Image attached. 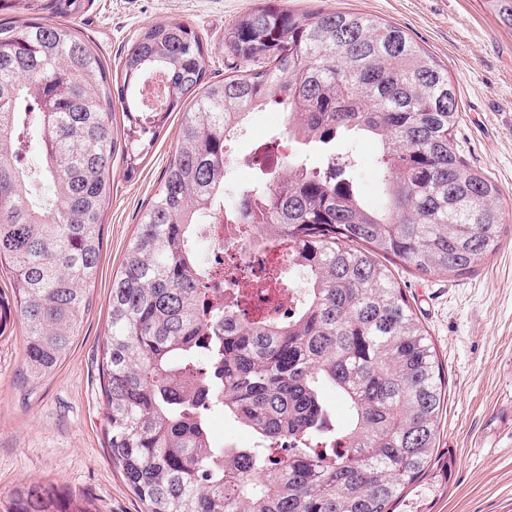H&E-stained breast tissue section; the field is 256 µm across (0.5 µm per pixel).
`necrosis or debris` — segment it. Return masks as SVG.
<instances>
[{"label":"necrosis or debris","instance_id":"obj_1","mask_svg":"<svg viewBox=\"0 0 512 512\" xmlns=\"http://www.w3.org/2000/svg\"><path fill=\"white\" fill-rule=\"evenodd\" d=\"M260 207L258 199L236 202V222L226 220L223 213H209L200 227V236L212 250L231 257L237 272L226 268L210 270L208 286L217 295L225 296L240 290L250 295V310L269 317H281L294 311L302 302L305 279L302 268H290L288 248L282 240L263 239L252 234Z\"/></svg>","mask_w":512,"mask_h":512}]
</instances>
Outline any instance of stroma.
I'll list each match as a JSON object with an SVG mask.
<instances>
[{
	"instance_id": "stroma-1",
	"label": "stroma",
	"mask_w": 512,
	"mask_h": 512,
	"mask_svg": "<svg viewBox=\"0 0 512 512\" xmlns=\"http://www.w3.org/2000/svg\"><path fill=\"white\" fill-rule=\"evenodd\" d=\"M298 12L353 11L402 28L448 69L460 121L454 141L461 158L501 189L503 222L512 228V30L485 0H279ZM258 0H85L77 27L109 64H117L147 24L178 21L201 37L213 79L231 74L224 32ZM182 113L172 114L135 178L122 160L112 168L103 215V248L90 289L92 307L70 353L48 377L24 384L25 333L15 325L0 337V503L22 483L67 488L91 512H143L109 457L99 369L108 333L112 278L124 261L140 217L165 175L179 139ZM352 151L360 196L381 203L374 176L376 142L337 140ZM392 271L427 329L448 381L440 448L456 462L443 493L412 491L400 512L424 501L426 512H512V235L459 277L424 276L409 264Z\"/></svg>"
}]
</instances>
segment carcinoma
Instances as JSON below:
<instances>
[{"label": "carcinoma", "mask_w": 512, "mask_h": 512, "mask_svg": "<svg viewBox=\"0 0 512 512\" xmlns=\"http://www.w3.org/2000/svg\"><path fill=\"white\" fill-rule=\"evenodd\" d=\"M512 29V0H485ZM0 336L24 325L21 377L52 374L79 335L102 251L112 163L127 178L190 104L165 177L112 281L100 387L107 446L145 512H395L431 468L446 390L427 330L388 264L461 276L505 234L501 191L454 145L448 70L398 26L354 12L262 3L224 34L243 68L208 77L183 22L149 24L117 76L75 27L84 0H0ZM122 124L114 126L115 103ZM282 107L304 147L285 172L258 169L240 194L257 231L304 266L302 309L282 321L203 288L195 226L220 209L228 142L249 114ZM44 161H24L33 132ZM378 145V210L353 188L336 140ZM347 419L329 426L326 395ZM256 438L217 448L209 415ZM7 512H86L25 483Z\"/></svg>", "instance_id": "1"}]
</instances>
